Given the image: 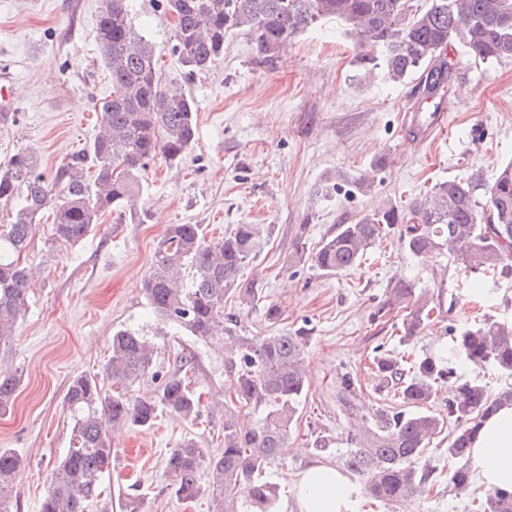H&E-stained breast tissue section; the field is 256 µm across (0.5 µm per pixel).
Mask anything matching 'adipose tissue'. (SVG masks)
I'll return each mask as SVG.
<instances>
[{"mask_svg":"<svg viewBox=\"0 0 512 512\" xmlns=\"http://www.w3.org/2000/svg\"><path fill=\"white\" fill-rule=\"evenodd\" d=\"M471 459L485 486L512 491V406L485 420L472 444ZM299 512H352L358 489L328 464H315L295 479Z\"/></svg>","mask_w":512,"mask_h":512,"instance_id":"ef3b65f1","label":"adipose tissue"}]
</instances>
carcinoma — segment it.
Here are the masks:
<instances>
[{
	"label": "carcinoma",
	"mask_w": 512,
	"mask_h": 512,
	"mask_svg": "<svg viewBox=\"0 0 512 512\" xmlns=\"http://www.w3.org/2000/svg\"><path fill=\"white\" fill-rule=\"evenodd\" d=\"M105 2L98 40L112 97L98 105L101 121L94 139L49 179L30 150L14 153L0 167V200L15 204L11 223L0 227V339L13 335L26 311L29 270L22 257L41 213L52 209L57 240L79 243L104 213L134 205L151 162L159 157L182 161L196 139V104L175 83L163 80L159 46L135 27L132 0ZM165 6L175 18L172 53L189 77L215 65L224 55L225 40L235 33L251 35L257 57L268 63L288 40L331 18L351 26L361 66L377 68L373 50L381 47L392 80L421 73L426 100H441L454 86L458 62L447 57V50L456 41L481 62L512 58V0H425L423 6L414 0H165ZM395 231L401 248L415 258L448 255L465 274L512 271V162L489 183L474 173L438 182L405 205L386 203L352 224L337 225L313 252L311 264L325 275L347 273ZM270 233L268 224H237L223 239L207 243L201 225L172 224L142 281L158 316L200 339L224 338L230 399L224 406V451L208 458L186 439L165 465L177 497L208 493L217 512H242L245 504L272 512L277 487L265 474L283 455L310 387L304 365L310 329H277L281 310L268 303L263 315L270 330L245 336L238 316L224 312L229 296L247 306L263 301L259 283L242 280L241 271ZM384 306L406 310V336L423 331L433 311L431 300L416 294L408 280L389 289ZM155 354V345L141 331L119 328L112 334L102 378L121 390H103L97 376L71 381L66 393L74 420L70 447L55 465L41 512H87L98 499L116 457L109 444L112 428L150 426L161 408L188 420L198 417L200 396L176 375L150 397L130 395L146 378L158 379ZM452 357L512 374V324L465 323L454 329L447 354H428L407 368L394 356H376V376L399 400L397 408L363 413L354 377L340 379L338 398L353 420L344 465L365 479L371 499L395 505L430 490L437 465L425 453L445 432L448 486L459 493L473 486L467 464L472 440L487 416L512 404V387L493 395L480 380L458 372ZM19 384V377L0 370V413L12 407ZM445 387L451 396L440 411L434 405ZM238 407L261 413L255 428H240ZM204 465L211 476L206 488L198 481ZM23 467L18 455L0 450V512H11V487ZM486 509L512 512V492H489Z\"/></svg>",
	"instance_id": "cac0c4a2"
}]
</instances>
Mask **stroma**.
Instances as JSON below:
<instances>
[{
  "label": "stroma",
  "instance_id": "35a3bbf8",
  "mask_svg": "<svg viewBox=\"0 0 512 512\" xmlns=\"http://www.w3.org/2000/svg\"><path fill=\"white\" fill-rule=\"evenodd\" d=\"M104 6V0H0V63L11 68L19 107L0 121L1 165L27 148L38 153L49 177L94 137L98 104L112 94L98 65ZM133 21L160 44L163 78L194 99L196 140L182 162L152 164L134 207L105 214L80 243L55 241L48 209L33 230L27 309L14 336L0 340V368L20 379L13 406L0 413V449L25 461L12 512H40L53 468L69 446V384L79 375H102L120 328L151 339L160 375L178 373L177 357L191 353L187 376L202 394V407L193 421L163 410L149 427L114 430L118 456L102 496L111 512H125L132 499L141 512H211L209 497L180 501L164 471L170 449L184 439H194L210 457L224 447L222 341L199 339L159 319L141 289L171 224L202 225L209 242L238 224L271 227L243 277L258 280L266 301L280 307L282 328L311 331V387L283 458L267 471L278 487L273 512H299L283 474L317 462L343 465L349 419L337 397L341 376H358L364 409L391 401L367 372L374 346L418 358L439 351L453 326L512 321V274L463 276L448 258L410 256L393 236L347 275L322 274L308 260L337 225L378 203L402 205L436 182L474 173L490 180L511 162L512 60L482 63L452 44L449 54L461 69L449 103L437 105L424 100L419 75L395 82L384 69L366 72L341 22L308 29L265 64L250 35L230 36L223 58L188 79L171 52L174 18L163 0H133ZM434 111L443 115V126L410 136L419 115ZM362 175L372 180L369 191L354 184ZM326 184L332 190L324 197L319 189ZM401 279L436 306L433 322L407 341L401 312L375 316ZM434 446L441 463L430 495L387 508L361 495L354 512H471L470 496L448 486L447 439Z\"/></svg>",
  "mask_w": 512,
  "mask_h": 512
}]
</instances>
